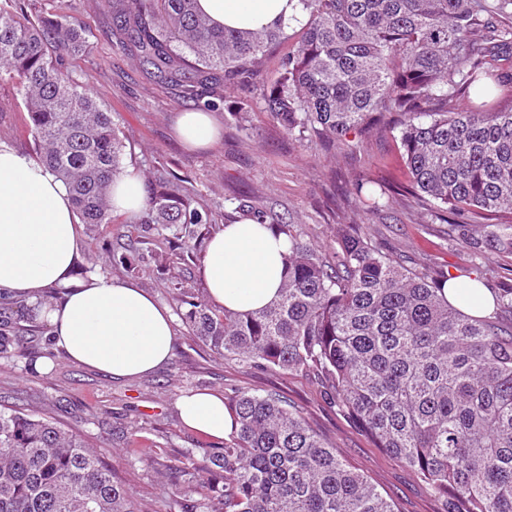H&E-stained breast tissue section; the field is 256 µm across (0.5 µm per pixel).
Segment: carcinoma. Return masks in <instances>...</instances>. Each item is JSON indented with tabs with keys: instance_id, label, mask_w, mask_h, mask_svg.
Instances as JSON below:
<instances>
[{
	"instance_id": "cac0c4a2",
	"label": "carcinoma",
	"mask_w": 512,
	"mask_h": 512,
	"mask_svg": "<svg viewBox=\"0 0 512 512\" xmlns=\"http://www.w3.org/2000/svg\"><path fill=\"white\" fill-rule=\"evenodd\" d=\"M307 20L253 31L217 27L197 0H101L112 36L209 110L262 72L270 47L295 39L265 92L291 137L336 145L396 115L411 187L457 218L508 217L476 250H512V0H298ZM88 46L76 22L0 6V82L28 113L41 161L67 186L82 223H114L111 182L124 172L123 132L70 71ZM468 102L455 106L456 96ZM250 216L288 237L278 299L257 312L187 302L182 319L219 358L316 375L332 400L448 512H512V328L464 312L480 288L404 267L357 234H340L334 268L266 211ZM136 224L175 229L200 257L214 219L167 182L147 188ZM236 422L213 453L209 494L181 512H394L299 414L271 395L224 398ZM0 512H135L129 490L84 440L56 422L0 408Z\"/></svg>"
}]
</instances>
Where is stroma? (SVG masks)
Wrapping results in <instances>:
<instances>
[{
	"label": "stroma",
	"instance_id": "1",
	"mask_svg": "<svg viewBox=\"0 0 512 512\" xmlns=\"http://www.w3.org/2000/svg\"><path fill=\"white\" fill-rule=\"evenodd\" d=\"M35 15L80 22L88 35L87 51L68 61L73 74L111 111L126 140L124 163L152 181L168 178L189 193L199 210L228 224L244 207L267 210L309 242L324 261L335 262L336 231L350 224L378 251L407 267L459 278L477 274L493 289L512 287V253L473 252L434 208L411 189L396 135L374 132L349 137L329 150L317 137H288L266 112L263 94L278 76L291 42L272 46L254 85L227 90L215 118L221 126L213 145L190 149L174 131L178 113L190 111L177 88L139 65L130 48L117 46L99 0H25ZM0 143L34 155L28 114L14 101L11 85H0ZM245 107L246 121L236 111ZM361 179L380 183L389 201L369 210L352 192ZM84 251L76 275L129 280L144 288L173 319L172 358L152 374L113 379L50 352L47 329L30 311L0 301V325L13 329L23 356L0 354V405L49 417L82 436L130 489L137 512H179L169 495L179 480L192 498L207 495L210 455L219 440L183 425L176 400L185 390L279 394L336 447L347 463L388 494L395 512H445L446 503L407 466L377 448L374 441L341 415L319 380L239 365L219 359L183 322L186 305L173 281L186 274L191 296L204 285L197 266L181 248H164L148 258L160 241L150 224H103L83 230ZM145 259L135 271L119 259L129 251ZM51 358L49 371L36 369Z\"/></svg>",
	"mask_w": 512,
	"mask_h": 512
}]
</instances>
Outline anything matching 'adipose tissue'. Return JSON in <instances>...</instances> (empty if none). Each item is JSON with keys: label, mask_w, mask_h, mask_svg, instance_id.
Segmentation results:
<instances>
[{"label": "adipose tissue", "mask_w": 512, "mask_h": 512, "mask_svg": "<svg viewBox=\"0 0 512 512\" xmlns=\"http://www.w3.org/2000/svg\"><path fill=\"white\" fill-rule=\"evenodd\" d=\"M214 24L255 30L300 16L297 0H198ZM180 141L202 148L220 135L206 112L176 119ZM114 209L129 217L146 201L142 176L125 174L111 185ZM68 187L41 161L0 143V293L24 303L44 323L56 350L79 365L115 378L156 371L173 351L172 318L133 283L74 275L84 241ZM288 238L243 218L222 225L208 241L200 273L209 304L237 312L263 309L278 296L285 275ZM51 303H44L47 292ZM176 407L182 423L224 439L234 418L221 394L188 392Z\"/></svg>", "instance_id": "1"}]
</instances>
